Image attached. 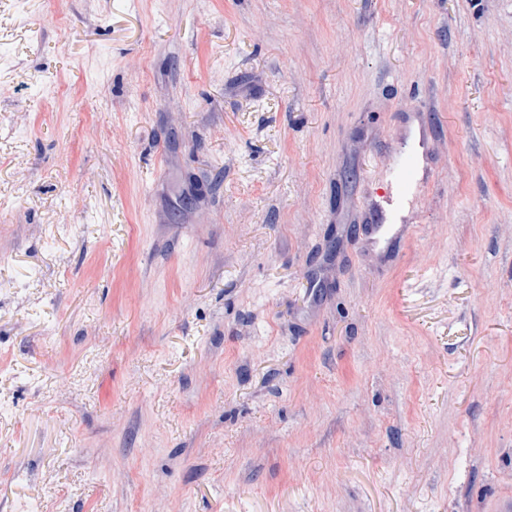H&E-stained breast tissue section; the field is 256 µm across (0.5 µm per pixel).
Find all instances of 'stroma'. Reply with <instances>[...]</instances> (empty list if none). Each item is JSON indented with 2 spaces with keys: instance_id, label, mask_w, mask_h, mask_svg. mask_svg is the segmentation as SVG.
I'll use <instances>...</instances> for the list:
<instances>
[{
  "instance_id": "1",
  "label": "stroma",
  "mask_w": 512,
  "mask_h": 512,
  "mask_svg": "<svg viewBox=\"0 0 512 512\" xmlns=\"http://www.w3.org/2000/svg\"><path fill=\"white\" fill-rule=\"evenodd\" d=\"M510 507L512 0H0V512Z\"/></svg>"
}]
</instances>
